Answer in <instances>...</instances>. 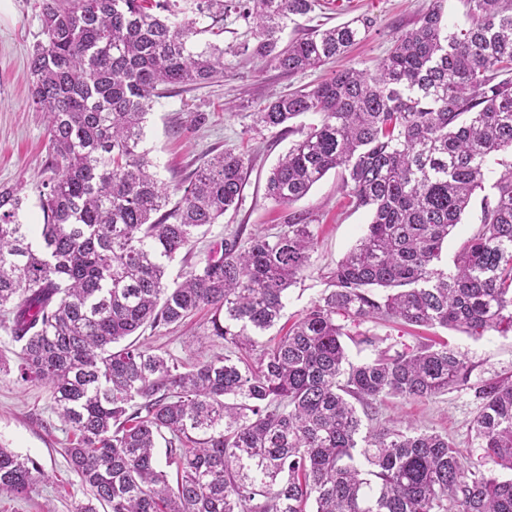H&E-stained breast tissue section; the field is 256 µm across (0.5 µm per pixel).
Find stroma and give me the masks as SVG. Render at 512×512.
<instances>
[{
    "label": "stroma",
    "mask_w": 512,
    "mask_h": 512,
    "mask_svg": "<svg viewBox=\"0 0 512 512\" xmlns=\"http://www.w3.org/2000/svg\"><path fill=\"white\" fill-rule=\"evenodd\" d=\"M40 0H0V184L24 183L28 197L24 220L42 223L36 188L46 181L48 138L42 113L30 100L29 55L41 40ZM430 0H316L312 12L289 25L283 39L302 34L314 26L333 27L360 15L373 18L367 36L346 59L330 61L319 68L286 74L248 59L242 52L251 42L250 29L236 14L224 20L220 38L224 53L223 78L201 88L175 89L158 99L146 118L147 151L159 177L166 183H188L209 158L226 149L250 158L247 183L238 210L227 212L200 238L191 254L177 255L168 266L170 278H178L188 266L204 261L210 249L225 235L243 236L281 230L290 211L309 214L318 236L309 269L290 287L280 320L288 326L297 315L325 291L323 278L365 234L370 214L349 205L340 189V174L329 171L293 208L276 205L267 198L265 184L280 156L300 138L299 132L255 127L253 114L274 94L295 91L330 77L347 63L374 66L386 56L396 36L412 28ZM210 313L198 310L190 321L173 325L148 339L159 353L184 363L223 354L222 343L205 334ZM370 330L390 350L417 346L421 342L448 343L463 354L472 367L471 382L512 373V332H492L476 339L444 328H412L396 323L371 325ZM18 345L0 331V359L8 369L0 373V446L27 456L46 471L26 495L0 496V512H76L85 500L84 491L71 471L64 449L73 439L68 427L53 411L49 387L17 382ZM479 410L469 388H456L429 400L391 399L377 414L378 423L400 420L455 440L469 461L481 450L470 435Z\"/></svg>",
    "instance_id": "35a3bbf8"
}]
</instances>
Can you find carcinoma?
<instances>
[{
	"mask_svg": "<svg viewBox=\"0 0 512 512\" xmlns=\"http://www.w3.org/2000/svg\"><path fill=\"white\" fill-rule=\"evenodd\" d=\"M444 2L374 68L346 66L254 113L267 130L319 116L271 169L275 204L339 168L350 203L371 213L321 297L260 347L310 265L311 224L236 232L169 282L167 262L239 204L248 160L227 149L172 187L140 150L145 117L166 91L224 75V48L197 36L224 33L231 12L252 23L243 52L285 73L345 56L374 20L283 44L314 0H41L30 98L52 176L37 187L41 224L20 219L22 184L0 185V328L20 345L17 381L48 386L75 436L64 453L87 495L78 512H512V477L499 476L512 472V376L472 385L445 343L354 364L336 321L512 330V0H466L463 27L445 23ZM478 189L479 226L452 269L435 267ZM201 307L222 357L186 366L123 343ZM460 387L479 402L483 454L467 465L446 435L359 413ZM42 477L0 447V494Z\"/></svg>",
	"mask_w": 512,
	"mask_h": 512,
	"instance_id": "obj_1",
	"label": "carcinoma"
}]
</instances>
